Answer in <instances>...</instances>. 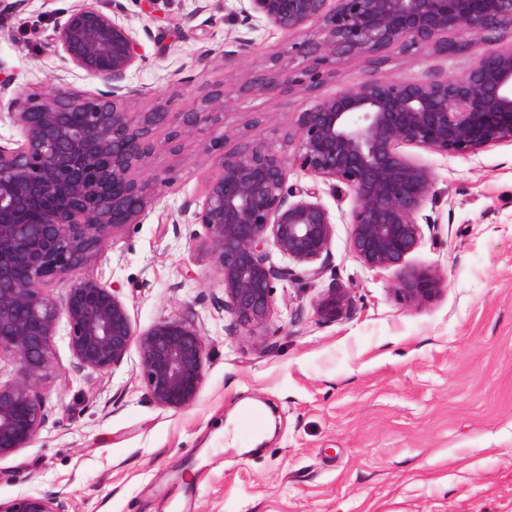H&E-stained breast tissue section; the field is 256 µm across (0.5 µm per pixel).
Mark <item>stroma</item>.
<instances>
[{"mask_svg": "<svg viewBox=\"0 0 512 512\" xmlns=\"http://www.w3.org/2000/svg\"><path fill=\"white\" fill-rule=\"evenodd\" d=\"M75 3L0 0V79L11 90L101 89L62 69L48 44L55 17ZM114 3L144 55L124 81L127 111H200L217 87L227 98L222 120L198 124L178 152L170 126L155 129L149 166L163 185L81 274L120 287L140 331L192 307L208 344L205 381L192 407L165 409L147 396L136 354L112 373L81 371L54 337L47 420L0 458V501L60 493L69 512H512V144L457 156L409 148L436 176L408 261L441 271L445 289L423 306L393 293L394 270L351 252L352 194L293 165L289 185L316 188L336 220L326 272L275 281L273 318L247 329L225 311L205 229L184 211L202 201L223 153L272 146L293 156L298 114L319 96L458 76L478 45L448 57L394 49L377 69L344 57L313 90L250 92L253 78L300 72L294 46L307 31L249 30L240 0H103ZM330 288L353 303L333 322L316 313ZM247 405L266 410V435L228 447L224 426Z\"/></svg>", "mask_w": 512, "mask_h": 512, "instance_id": "stroma-1", "label": "stroma"}]
</instances>
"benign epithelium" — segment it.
I'll return each mask as SVG.
<instances>
[{"instance_id":"7a95c632","label":"benign epithelium","mask_w":512,"mask_h":512,"mask_svg":"<svg viewBox=\"0 0 512 512\" xmlns=\"http://www.w3.org/2000/svg\"><path fill=\"white\" fill-rule=\"evenodd\" d=\"M100 0H77L63 14L50 46L60 61L99 80L104 89L83 97L62 88L44 99L21 90L9 116L21 139L0 143V458L26 447L46 420L42 382L54 369L51 341L60 321L78 368L104 373L136 348L140 377L158 406H193L205 379L206 343L188 308L139 332L120 289L80 275L106 247L113 229L137 224L148 188L163 184L148 167L153 130L171 121L166 109L134 117L120 106L121 83L143 60L136 31ZM248 28L312 37L294 44L307 62L279 82L252 80L247 89H312L349 55L380 65L399 49L447 55L460 44L448 33L484 41L461 77L429 81H369L321 97L299 113L294 158L263 147L223 154L203 201L186 205L207 244L224 287V309L244 327L261 328L273 315V283L315 282L330 253L334 222L315 188L286 186L289 164L353 195L350 249L369 269L396 271L394 293L422 306L443 290L436 269L408 257L423 230L415 214L433 186L432 170L406 147L466 155L512 144V45L493 44L512 30V0H246ZM224 88L206 99V116L224 112ZM39 208L36 224L23 215ZM286 260L276 265L270 248ZM63 283L54 296L51 285ZM351 297L328 289L317 304L324 320L345 317ZM0 512H68L60 494L20 495Z\"/></svg>"}]
</instances>
